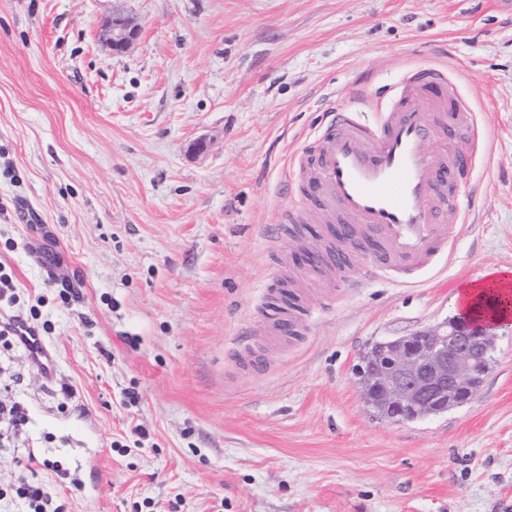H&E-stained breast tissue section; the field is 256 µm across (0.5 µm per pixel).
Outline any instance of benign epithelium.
<instances>
[{"mask_svg": "<svg viewBox=\"0 0 512 512\" xmlns=\"http://www.w3.org/2000/svg\"><path fill=\"white\" fill-rule=\"evenodd\" d=\"M108 44L121 53L137 29L125 17L104 21ZM501 325L453 316L430 328L376 344L357 369L367 414L388 422H413L469 404L489 370Z\"/></svg>", "mask_w": 512, "mask_h": 512, "instance_id": "benign-epithelium-1", "label": "benign epithelium"}]
</instances>
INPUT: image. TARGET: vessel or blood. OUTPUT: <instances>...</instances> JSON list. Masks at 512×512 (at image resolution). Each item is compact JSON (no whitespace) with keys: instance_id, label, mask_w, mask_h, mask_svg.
Here are the masks:
<instances>
[{"instance_id":"vessel-or-blood-1","label":"vessel or blood","mask_w":512,"mask_h":512,"mask_svg":"<svg viewBox=\"0 0 512 512\" xmlns=\"http://www.w3.org/2000/svg\"><path fill=\"white\" fill-rule=\"evenodd\" d=\"M447 74L437 67L407 70L389 96L371 106L374 119L345 105L331 107L309 145L285 171L287 182L314 205H293L289 223L313 215L335 216L346 226L377 231L378 245L366 258V269L409 284L417 272L451 249L439 225L463 223L460 205H447L445 194L462 178L456 156L430 151V143L449 132L469 133L474 115L456 89L434 98L430 86Z\"/></svg>"}]
</instances>
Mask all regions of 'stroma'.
Segmentation results:
<instances>
[{
  "mask_svg": "<svg viewBox=\"0 0 512 512\" xmlns=\"http://www.w3.org/2000/svg\"><path fill=\"white\" fill-rule=\"evenodd\" d=\"M115 14L138 30L118 54ZM420 65L476 115L464 228L413 285L358 253L315 270L333 226L284 222L287 159L325 100ZM0 266V318L48 322L56 362L0 346V401L27 413L0 425L13 512L21 474L60 512H512V334L471 403L421 421L369 417L354 373L512 268V0H0ZM76 448L105 474L88 496L58 476Z\"/></svg>",
  "mask_w": 512,
  "mask_h": 512,
  "instance_id": "stroma-1",
  "label": "stroma"
}]
</instances>
